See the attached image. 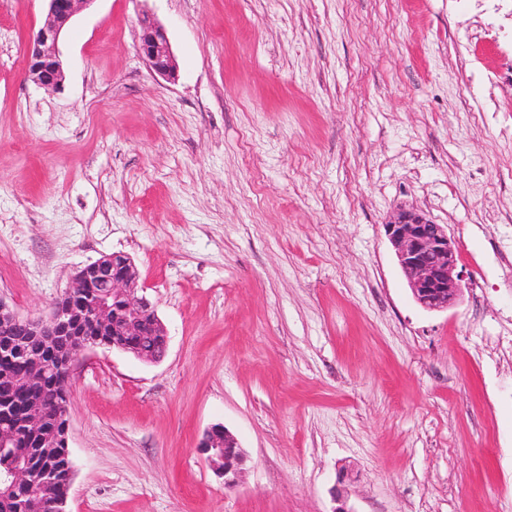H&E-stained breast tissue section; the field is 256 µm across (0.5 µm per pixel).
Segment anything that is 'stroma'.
<instances>
[{
	"label": "stroma",
	"instance_id": "35a3bbf8",
	"mask_svg": "<svg viewBox=\"0 0 512 512\" xmlns=\"http://www.w3.org/2000/svg\"><path fill=\"white\" fill-rule=\"evenodd\" d=\"M46 16L0 0V299L46 316L121 253L168 338L79 356L67 512H512V80L466 91L512 0H93L55 91L24 72ZM401 206L459 245L447 310L396 262ZM140 27L139 53L147 61L152 71L167 78L174 77V56L164 29L149 16H143ZM201 448L218 473L224 477V487H237L246 459L238 439L223 425L215 424L205 431Z\"/></svg>",
	"mask_w": 512,
	"mask_h": 512
}]
</instances>
